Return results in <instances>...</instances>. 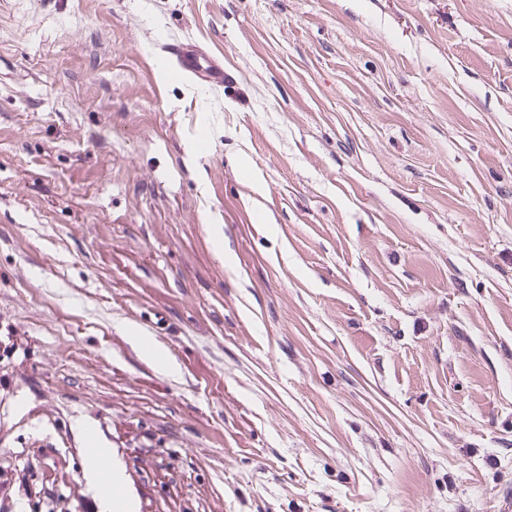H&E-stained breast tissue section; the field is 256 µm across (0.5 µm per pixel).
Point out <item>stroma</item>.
<instances>
[{
	"label": "stroma",
	"mask_w": 512,
	"mask_h": 512,
	"mask_svg": "<svg viewBox=\"0 0 512 512\" xmlns=\"http://www.w3.org/2000/svg\"><path fill=\"white\" fill-rule=\"evenodd\" d=\"M87 429L133 512H498L512 0H0V445L54 512H106ZM161 55L180 76L201 86L224 87V61L210 51L194 44L170 42L161 47Z\"/></svg>",
	"instance_id": "35a3bbf8"
}]
</instances>
